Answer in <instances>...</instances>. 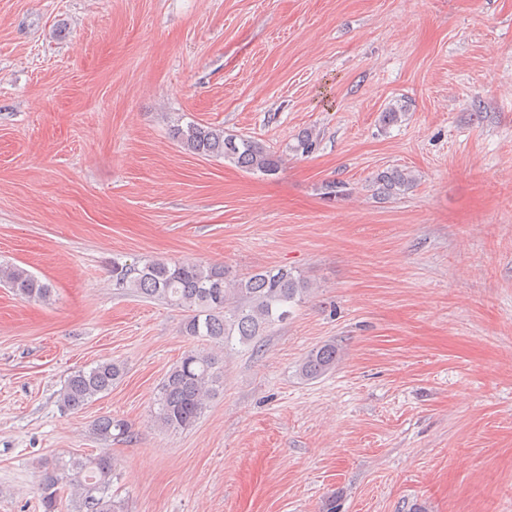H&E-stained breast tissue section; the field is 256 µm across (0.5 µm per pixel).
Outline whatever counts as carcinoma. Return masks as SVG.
Returning a JSON list of instances; mask_svg holds the SVG:
<instances>
[{"label": "carcinoma", "mask_w": 512, "mask_h": 512, "mask_svg": "<svg viewBox=\"0 0 512 512\" xmlns=\"http://www.w3.org/2000/svg\"><path fill=\"white\" fill-rule=\"evenodd\" d=\"M406 105H390L381 121L391 126L402 121ZM171 136L181 147L198 156L221 157L236 167L273 176L280 170L282 157L257 139L238 137L224 130L197 123L175 125ZM317 145L311 131L296 137L292 150L310 154ZM418 178L412 172L394 167L379 172L375 182L385 195L413 188ZM0 281L23 300L45 301L51 295L48 284L19 266L0 268ZM112 284L127 288L145 299H156L185 312L181 332L229 346L233 337L242 344L264 335L272 326L288 319L291 309L303 302L309 284L288 269H269L242 278H231L218 264L151 261L141 266L112 262ZM336 342L312 349L301 361L299 374L306 380L322 377L336 366ZM210 352L193 348L164 377L157 397L156 420L165 429L184 430L200 419L207 399L224 383ZM124 375L121 365L105 360L69 376L60 393L61 405L68 411L83 410L100 394L108 393ZM128 433L125 423L103 417L95 424L102 440L112 439V431ZM38 490L45 512H58L64 495H69L67 512H120L121 502L112 497L116 463L107 454L98 456L60 455L42 465Z\"/></svg>", "instance_id": "cac0c4a2"}]
</instances>
